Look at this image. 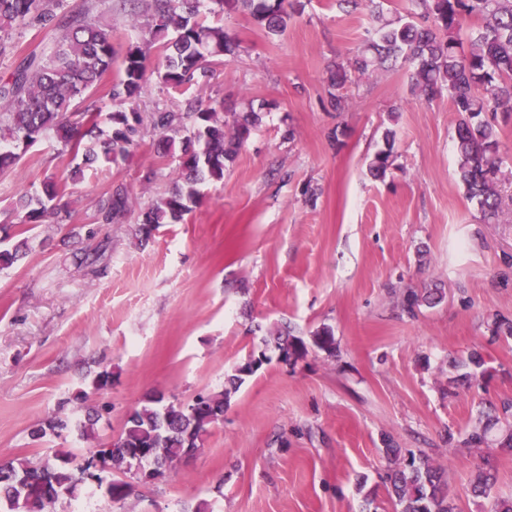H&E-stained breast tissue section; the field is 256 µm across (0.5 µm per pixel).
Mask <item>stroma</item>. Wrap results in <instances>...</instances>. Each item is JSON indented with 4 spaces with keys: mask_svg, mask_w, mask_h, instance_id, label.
I'll return each instance as SVG.
<instances>
[{
    "mask_svg": "<svg viewBox=\"0 0 512 512\" xmlns=\"http://www.w3.org/2000/svg\"><path fill=\"white\" fill-rule=\"evenodd\" d=\"M296 7L274 38L249 10L225 12L236 49L207 56L212 77L182 93L157 76L163 48L136 0H64V11L111 24L117 53L151 42L139 112H180L193 98L261 120L223 180L201 186L185 220L159 225L146 242L142 214L173 188L178 164L158 150L159 131L144 128L125 161L73 182V151L49 134L0 175V225L18 223L6 208L49 181L66 180L68 212L37 225L26 258L0 271V459L103 447L155 394L187 403L222 390L283 325L305 337L330 327L337 344L332 357L313 348L297 363L264 365L195 455L126 500L81 484L77 501L92 512H394L386 435L447 469L461 512L490 508L470 492L481 458L512 494V455L462 443L480 402L512 401V338L493 333L494 319L512 320V113L490 117L503 204L487 219L460 179L458 112L448 99L414 95L407 69L364 76L335 109L328 68L357 54L369 10L347 12L335 0ZM387 148L396 166L373 178L369 162ZM149 170L156 176L143 182ZM116 183L130 211L97 228L98 203ZM91 253L94 265L82 264ZM433 282L445 300L408 315L404 291ZM475 349L492 372L482 389L457 383L449 366ZM103 370L112 383L94 390L88 378ZM74 400L109 410L91 438H32Z\"/></svg>",
    "mask_w": 512,
    "mask_h": 512,
    "instance_id": "stroma-1",
    "label": "stroma"
}]
</instances>
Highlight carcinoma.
<instances>
[{
	"label": "carcinoma",
	"instance_id": "cac0c4a2",
	"mask_svg": "<svg viewBox=\"0 0 512 512\" xmlns=\"http://www.w3.org/2000/svg\"><path fill=\"white\" fill-rule=\"evenodd\" d=\"M152 22V32L163 36L172 30L174 40L164 44L165 68L159 79L174 88L208 78L211 70L204 64V52L220 55L231 50L233 39L221 25H205L197 20L200 0H142ZM290 0H260L253 15L271 35H281L288 27ZM376 26L369 32L363 48L345 67L336 64L331 85L336 87V109L346 102L343 89L357 83L364 74L391 63L408 69L412 90L432 102L448 97L460 115L456 127V151L460 158V177L470 197L478 200L481 211L493 216L501 204L498 173L503 163L499 155L498 133L494 125L479 119L484 112H512V0H409L407 18L395 20L374 13ZM52 29L57 33L56 48L50 53L31 54L0 81V174L13 170L20 155L9 144H32L49 132L65 146L82 156L73 167L74 179L82 168L101 161L125 160L137 144L144 122L163 133L159 148L165 155L178 158L176 187L159 198L142 215L139 232L148 240L159 224H179L200 202L199 186L207 181H221L224 170L251 136L259 122L256 112L232 113V118L215 107H202L194 100L186 102L184 112H154L148 118L131 109L106 114L110 133L102 138L95 133L96 117L102 107L92 101L96 86L112 68L116 49L112 28L91 21L88 16H70L63 11V0H0V56L12 50L9 31L13 25ZM149 47L131 44L123 59L121 75L109 88L111 101H134L146 83ZM89 106L77 112L79 104ZM392 149L376 153L369 169L383 178L394 166ZM62 196L58 184H44L42 195L20 196L13 211L22 215L23 224H42L59 217L56 200ZM129 209V196L123 184L112 187L99 205L97 226L120 222ZM29 250L28 238L18 240L10 249H0V271L12 267ZM445 298L436 286L403 295L404 310L415 315L422 306L433 307ZM313 345L330 356L336 353V340L329 327L311 335ZM288 360L303 359L308 354L305 340L278 331L264 340ZM482 355L473 350L467 360L453 361V367L470 366L458 381L472 387L486 376ZM254 372L238 363L224 377V389L206 396L207 411L195 416L186 405L150 399L134 409L113 446L143 447L170 465L187 454L186 434L197 438L208 432L212 422L207 417L222 414ZM502 414H497V411ZM489 406L484 419L467 435L465 445L479 449L489 443V434L497 430L499 448L512 451V422L501 420L512 413V402L501 409ZM94 420L86 421L55 414L32 431L40 439L48 434L61 436L75 428L81 436L92 432ZM383 451L394 461L385 484L395 512H459L449 495L444 470L428 456L396 448L384 439ZM48 462L33 463L16 459L0 463V502L6 512H65L63 505L76 497L79 486L67 468L55 467L59 488L52 497H32L25 491L24 480L41 474ZM111 499L122 501L135 490L137 481L127 473H109ZM496 477L490 468L476 465L472 490L491 500V512H512V497L494 494Z\"/></svg>",
	"mask_w": 512,
	"mask_h": 512
}]
</instances>
